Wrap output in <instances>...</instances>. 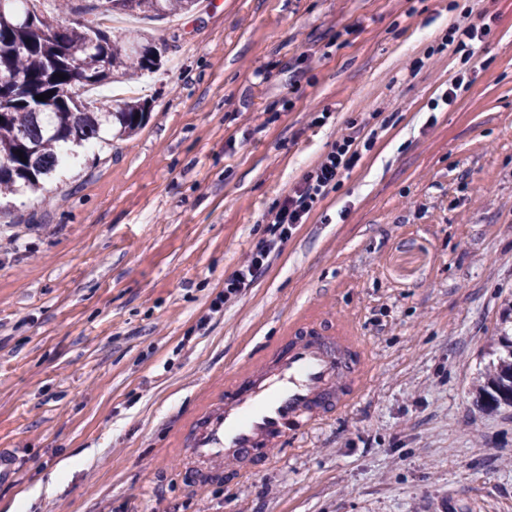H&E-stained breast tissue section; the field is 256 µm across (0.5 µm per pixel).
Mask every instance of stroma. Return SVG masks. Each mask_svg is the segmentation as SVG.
<instances>
[{
    "label": "stroma",
    "mask_w": 512,
    "mask_h": 512,
    "mask_svg": "<svg viewBox=\"0 0 512 512\" xmlns=\"http://www.w3.org/2000/svg\"><path fill=\"white\" fill-rule=\"evenodd\" d=\"M472 5L491 37L432 54ZM144 28L168 52L143 126L0 200V512H512V408L477 401L512 334V0H200ZM351 120L373 148L209 315ZM309 321L365 351L363 389L193 487V417Z\"/></svg>",
    "instance_id": "stroma-1"
}]
</instances>
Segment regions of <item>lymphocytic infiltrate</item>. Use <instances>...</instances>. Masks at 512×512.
Wrapping results in <instances>:
<instances>
[{
  "label": "lymphocytic infiltrate",
  "mask_w": 512,
  "mask_h": 512,
  "mask_svg": "<svg viewBox=\"0 0 512 512\" xmlns=\"http://www.w3.org/2000/svg\"><path fill=\"white\" fill-rule=\"evenodd\" d=\"M376 130L365 124L349 123L342 134L323 154L321 160L277 203L249 258L224 281V290L212 301L211 312H219L231 300L253 285L267 272L283 244L305 223L329 192L340 184L344 174L358 163L364 151L370 150Z\"/></svg>",
  "instance_id": "lymphocytic-infiltrate-1"
}]
</instances>
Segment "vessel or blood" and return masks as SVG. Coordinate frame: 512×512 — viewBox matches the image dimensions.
Wrapping results in <instances>:
<instances>
[{"label": "vessel or blood", "instance_id": "b4317fda", "mask_svg": "<svg viewBox=\"0 0 512 512\" xmlns=\"http://www.w3.org/2000/svg\"><path fill=\"white\" fill-rule=\"evenodd\" d=\"M363 362L344 335L298 332L273 364L251 366L243 382L196 416L184 441L194 483L217 480L228 463L278 447L290 426H309L357 391Z\"/></svg>", "mask_w": 512, "mask_h": 512}]
</instances>
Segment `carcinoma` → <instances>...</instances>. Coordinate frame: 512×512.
<instances>
[{
	"mask_svg": "<svg viewBox=\"0 0 512 512\" xmlns=\"http://www.w3.org/2000/svg\"><path fill=\"white\" fill-rule=\"evenodd\" d=\"M197 0H97L102 18L118 14L160 18L189 12ZM102 23L46 17L5 0L0 14V196L39 191L56 171L78 156L77 149L101 134H129L144 120L147 105L110 97L90 108L83 91L114 79H133L161 64L163 45L130 31L111 36ZM90 54L105 65L78 72L72 61ZM45 94L43 101L35 96ZM26 161H21V158ZM507 356L480 394L492 410L512 407V337H503Z\"/></svg>",
	"mask_w": 512,
	"mask_h": 512,
	"instance_id": "1",
	"label": "carcinoma"
}]
</instances>
